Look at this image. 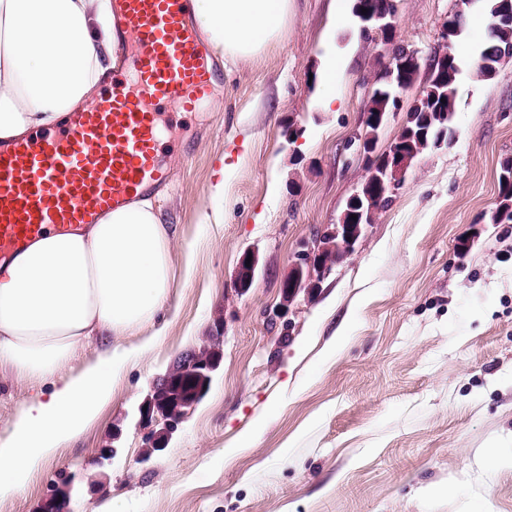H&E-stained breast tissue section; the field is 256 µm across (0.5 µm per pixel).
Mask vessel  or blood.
<instances>
[{
	"label": "vessel or blood",
	"mask_w": 512,
	"mask_h": 512,
	"mask_svg": "<svg viewBox=\"0 0 512 512\" xmlns=\"http://www.w3.org/2000/svg\"><path fill=\"white\" fill-rule=\"evenodd\" d=\"M189 0H112L110 94L62 128L0 143V268L47 234H77L167 179L162 111L187 112L224 78Z\"/></svg>",
	"instance_id": "1"
}]
</instances>
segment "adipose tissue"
I'll return each instance as SVG.
<instances>
[{
  "instance_id": "obj_1",
  "label": "adipose tissue",
  "mask_w": 512,
  "mask_h": 512,
  "mask_svg": "<svg viewBox=\"0 0 512 512\" xmlns=\"http://www.w3.org/2000/svg\"><path fill=\"white\" fill-rule=\"evenodd\" d=\"M293 0H192L210 50L237 62L277 42ZM111 0H0V142L61 124L111 70ZM171 238L153 198L49 235L0 278V371L47 384L0 440V496L24 490L57 448L95 421L132 358L112 350L77 375L61 369L95 336L134 334L163 310Z\"/></svg>"
}]
</instances>
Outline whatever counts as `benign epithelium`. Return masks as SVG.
<instances>
[{
	"label": "benign epithelium",
	"mask_w": 512,
	"mask_h": 512,
	"mask_svg": "<svg viewBox=\"0 0 512 512\" xmlns=\"http://www.w3.org/2000/svg\"><path fill=\"white\" fill-rule=\"evenodd\" d=\"M352 15L356 19L361 34L375 35L389 47L388 61L381 72L383 97L389 104V109L374 114L364 113L362 125L370 124L374 127V131L367 135L359 134L350 141V145L363 156L365 162L364 180L347 199L348 214L357 215V219L352 224L342 221L337 224H326L313 235L311 240L300 245V249L293 254L291 260V270L294 272L295 280L285 279L281 284L282 296L287 304L292 302L300 291L303 290L309 294L311 289L320 287L322 282L333 273L336 265L351 255L365 226L374 221L378 211L376 202L386 196L392 198L396 195L414 160V154L404 149L402 141L398 139L392 141L382 151L377 150V143L379 130L390 117L399 114L401 93L415 82L421 69L420 58L413 50L397 49L396 7L380 5L377 0H354ZM448 56L450 51L446 50L434 53L428 60L429 80L418 99L405 113L402 129H411L412 125L418 122L419 116L428 111V107L437 98L436 85L439 84L437 74L448 65ZM326 249L338 253L336 262L324 261ZM257 265V255L250 250L244 252L240 258L235 287L239 289L250 287ZM175 365L181 373L199 380L202 384L195 400L181 410V414L184 415L206 395L213 374L220 366V361L202 358L199 352L190 350L182 354ZM168 379L169 375L166 374L156 380L150 393L137 407L136 425L163 423L157 435L156 445L158 446L177 426L176 421L164 419L152 412L154 398Z\"/></svg>",
	"instance_id": "7a95c632"
}]
</instances>
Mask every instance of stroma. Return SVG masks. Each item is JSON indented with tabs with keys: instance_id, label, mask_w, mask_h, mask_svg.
<instances>
[{
	"instance_id": "1",
	"label": "stroma",
	"mask_w": 512,
	"mask_h": 512,
	"mask_svg": "<svg viewBox=\"0 0 512 512\" xmlns=\"http://www.w3.org/2000/svg\"><path fill=\"white\" fill-rule=\"evenodd\" d=\"M330 4L295 0L280 42L226 65L197 111L171 109L169 182L157 196L175 233L163 334L150 348L140 334L78 350L64 375L114 348H144L97 419L0 512H40L72 477L94 486L70 512H512V223L490 221L512 158V58L491 79L462 76L448 144L420 155L352 255L286 306L294 252L338 222L363 179L348 143L387 56L351 12L331 18ZM396 6L399 41L425 58L444 49L461 0ZM331 57L346 66L328 107ZM220 179L224 221L200 223ZM247 250L259 264L241 291ZM213 343L222 361L207 394L142 461L137 406L181 354ZM33 391L0 374L1 439ZM259 421L251 447L225 456ZM108 446L117 455L99 466ZM247 259H250L249 266H246ZM258 265V257L253 251H246L240 258L235 287L239 289L249 288L253 282L255 271Z\"/></svg>"
}]
</instances>
